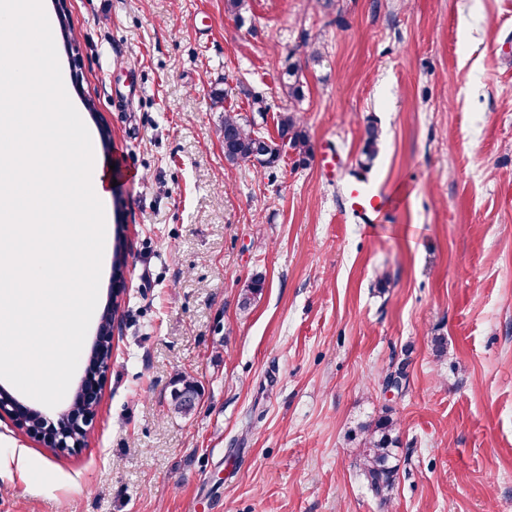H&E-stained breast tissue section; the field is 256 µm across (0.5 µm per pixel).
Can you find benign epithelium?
<instances>
[{
	"label": "benign epithelium",
	"instance_id": "benign-epithelium-1",
	"mask_svg": "<svg viewBox=\"0 0 512 512\" xmlns=\"http://www.w3.org/2000/svg\"><path fill=\"white\" fill-rule=\"evenodd\" d=\"M112 355H107L96 363H89L82 378L78 393L81 399L58 415L57 423L48 422L46 416L35 408L18 401L7 391L0 390V418L8 417L20 434L44 443L48 448H81L86 445L88 426L98 414L100 390L108 372Z\"/></svg>",
	"mask_w": 512,
	"mask_h": 512
}]
</instances>
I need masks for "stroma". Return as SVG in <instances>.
<instances>
[{
	"mask_svg": "<svg viewBox=\"0 0 512 512\" xmlns=\"http://www.w3.org/2000/svg\"><path fill=\"white\" fill-rule=\"evenodd\" d=\"M43 5L69 28L62 78L116 181L99 305L116 240L127 260L86 446L0 420V512H512V0H249L240 18L225 0ZM255 93L269 136L297 111L306 164L225 160L224 113L252 118ZM370 125L390 203L361 224L339 203ZM387 409L382 506L353 430Z\"/></svg>",
	"mask_w": 512,
	"mask_h": 512,
	"instance_id": "1",
	"label": "stroma"
}]
</instances>
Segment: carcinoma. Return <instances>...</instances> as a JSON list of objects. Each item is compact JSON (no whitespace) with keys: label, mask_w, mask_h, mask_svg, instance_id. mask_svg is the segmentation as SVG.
<instances>
[{"label":"carcinoma","mask_w":512,"mask_h":512,"mask_svg":"<svg viewBox=\"0 0 512 512\" xmlns=\"http://www.w3.org/2000/svg\"><path fill=\"white\" fill-rule=\"evenodd\" d=\"M300 67L292 65L283 76V87L288 96L299 99L303 95L299 75ZM224 157L232 164H259L262 168H271L281 158L284 148H289L305 163L311 155V145L306 131L301 125L296 111L280 113L277 132L280 142L269 139L255 128V123L234 112L224 113ZM380 134L374 126L365 131L363 154L365 161L361 167L367 169L379 151ZM264 287L262 277H254L241 292V306L248 308ZM181 387L174 389L175 409L180 413L192 410L195 402L184 398V393H197L194 382L182 377L178 380ZM396 422L385 410L373 422L359 426L361 448L359 452L360 475L363 476L368 490L380 504H387L392 496L397 478V466L392 464L396 448Z\"/></svg>","instance_id":"carcinoma-1"}]
</instances>
